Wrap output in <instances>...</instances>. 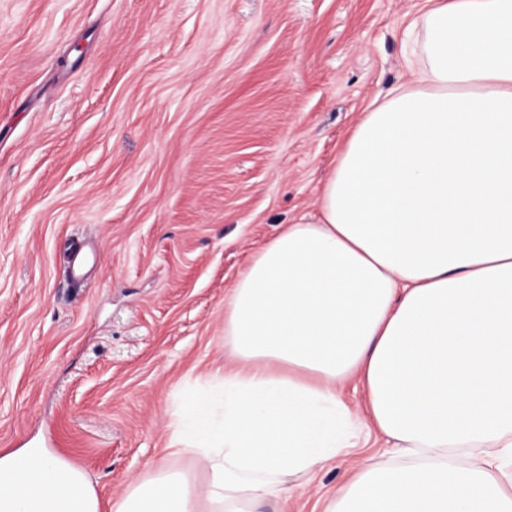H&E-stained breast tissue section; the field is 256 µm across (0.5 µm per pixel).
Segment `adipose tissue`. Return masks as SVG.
Returning a JSON list of instances; mask_svg holds the SVG:
<instances>
[{
  "label": "adipose tissue",
  "instance_id": "adipose-tissue-1",
  "mask_svg": "<svg viewBox=\"0 0 512 512\" xmlns=\"http://www.w3.org/2000/svg\"><path fill=\"white\" fill-rule=\"evenodd\" d=\"M407 88L367 107L317 212L224 304L221 415L187 387L169 464L114 512H263L355 447L323 512H512V0H425ZM358 379L364 414L339 398ZM0 512H100L45 448L0 456Z\"/></svg>",
  "mask_w": 512,
  "mask_h": 512
}]
</instances>
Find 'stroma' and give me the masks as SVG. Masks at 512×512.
<instances>
[{
  "mask_svg": "<svg viewBox=\"0 0 512 512\" xmlns=\"http://www.w3.org/2000/svg\"><path fill=\"white\" fill-rule=\"evenodd\" d=\"M424 0H0V456L52 448L102 512L166 464L231 357L250 256L316 212ZM384 438L290 478L323 512Z\"/></svg>",
  "mask_w": 512,
  "mask_h": 512,
  "instance_id": "obj_1",
  "label": "stroma"
}]
</instances>
